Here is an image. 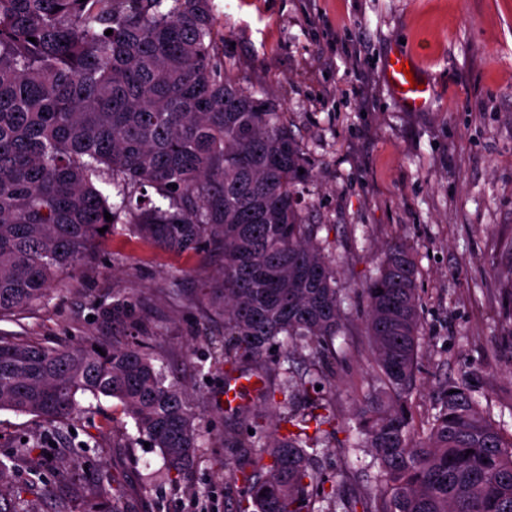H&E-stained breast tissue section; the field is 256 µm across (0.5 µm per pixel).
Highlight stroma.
Segmentation results:
<instances>
[{"instance_id":"obj_1","label":"stroma","mask_w":512,"mask_h":512,"mask_svg":"<svg viewBox=\"0 0 512 512\" xmlns=\"http://www.w3.org/2000/svg\"><path fill=\"white\" fill-rule=\"evenodd\" d=\"M224 74L281 103L312 177L303 215L318 225L347 296L348 334L312 368L336 414L317 465L336 486L335 512H363L378 494L371 449L353 416L379 387L360 286L386 248L414 251L422 335L408 397L426 434L440 390L474 373L482 409L512 436V0H212ZM412 55L434 86L428 110L405 111L384 80L390 52ZM222 264L201 247L173 252L115 225L90 261L59 275L47 297L0 320V338L47 347L134 341L189 394L202 444L188 478L160 476L119 401L90 396L67 426L0 410V493L23 512H89L100 471L119 474L129 512H235L241 489L224 464L225 433L248 422L224 402L227 365L214 353L224 323L199 301ZM128 297L135 322L102 313ZM69 482H59V468Z\"/></svg>"}]
</instances>
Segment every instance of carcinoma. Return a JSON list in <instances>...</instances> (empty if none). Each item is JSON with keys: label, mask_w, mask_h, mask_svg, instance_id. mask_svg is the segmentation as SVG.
Here are the masks:
<instances>
[{"label": "carcinoma", "mask_w": 512, "mask_h": 512, "mask_svg": "<svg viewBox=\"0 0 512 512\" xmlns=\"http://www.w3.org/2000/svg\"><path fill=\"white\" fill-rule=\"evenodd\" d=\"M222 37L212 0H0V318L85 264L105 226L128 224L174 252L208 244L223 264L201 294L224 319L230 366L285 349L260 373L258 397L286 429L269 442L225 436L224 447L260 464L231 478L244 484L247 509L305 512L324 484L309 451L335 415L323 404L288 412L297 383L282 363L297 345L319 363L336 354L344 296L319 226L302 215L307 158L273 99L224 77ZM416 291L402 244L362 287L383 388L355 421L379 464L380 512H512V440L480 407L471 374L442 389L427 436L413 434ZM104 316L129 318L128 299ZM81 395L118 400L171 480L186 477L200 448L197 416L152 355L129 343L100 353L0 340V410L61 425ZM100 494L111 512H127L117 476L102 478Z\"/></svg>", "instance_id": "1"}]
</instances>
